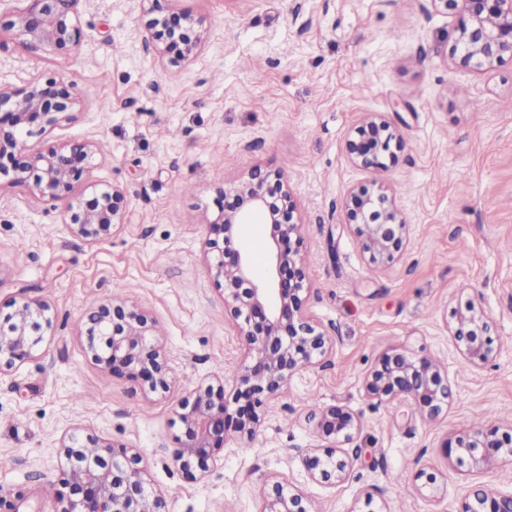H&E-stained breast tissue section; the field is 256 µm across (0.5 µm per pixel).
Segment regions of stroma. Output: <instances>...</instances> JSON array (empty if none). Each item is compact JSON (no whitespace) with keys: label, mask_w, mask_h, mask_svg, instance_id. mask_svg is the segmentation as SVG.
Here are the masks:
<instances>
[{"label":"stroma","mask_w":512,"mask_h":512,"mask_svg":"<svg viewBox=\"0 0 512 512\" xmlns=\"http://www.w3.org/2000/svg\"><path fill=\"white\" fill-rule=\"evenodd\" d=\"M423 2L173 0L203 18L205 35L172 69L145 41L137 0H79L85 39L64 56L0 32V86L44 75L80 93L71 120L30 138L29 151L108 143L73 195L92 182L125 194L122 224L89 241L70 232L65 202L0 184V311L40 299L55 317L33 357L0 373V497L23 489L20 512H57L68 492L61 444L76 431L137 449L168 512H261L272 477L319 512H449L474 489L512 491V462L461 475L443 448L476 423L512 426V63L454 66L456 18ZM369 112L401 138L382 171L346 154ZM256 167L288 173L308 310L333 350L260 408L254 440L229 434L191 479L171 461L175 412L215 377L233 395L247 361L210 271L207 224L221 190ZM375 183L408 226L403 256L385 268L368 264L346 225L351 190ZM113 298L156 319L168 391L102 372L88 356L82 317ZM474 300L500 343L480 368L449 332L453 311ZM392 347L426 353L447 372L453 398L438 419L365 397V373ZM338 402L363 427L344 448L355 459L349 477L332 488L307 476L302 457L317 443L311 415Z\"/></svg>","instance_id":"1"}]
</instances>
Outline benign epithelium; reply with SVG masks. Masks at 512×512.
Instances as JSON below:
<instances>
[{
  "label": "benign epithelium",
  "mask_w": 512,
  "mask_h": 512,
  "mask_svg": "<svg viewBox=\"0 0 512 512\" xmlns=\"http://www.w3.org/2000/svg\"><path fill=\"white\" fill-rule=\"evenodd\" d=\"M24 6L0 11V30L16 32L31 50H70L84 39L76 6L79 0H21ZM149 3L144 28L171 67L193 57L202 41V20L186 11ZM447 14L461 11L450 57L463 69L492 68L512 58V0H427ZM75 84L37 76L25 87L0 88V176L28 183L49 200L70 197L73 182L89 174L88 160L97 152L91 141L67 149L26 155V139L71 119L77 105ZM400 136L376 113L367 114L346 142L349 160L357 167L384 170L394 157ZM230 199L219 218L209 223V248L218 252L216 280L224 285V311L245 338L250 361L237 379L233 401L217 380L196 387L176 412L177 446L173 463L187 477L209 470V461L224 449L228 431L254 438L260 427L257 408L283 394L301 370L320 363L330 342L308 312V288L301 225L291 222L295 203L278 171L256 168L248 179L226 189ZM347 225L369 264L384 267L405 246L408 224L394 198L379 185L351 193ZM124 193L117 187H93L89 198L68 203L66 223L79 237L97 240L123 223ZM266 226L265 266L256 270L251 254L235 246L242 226ZM54 328L50 307L25 300L0 314V372L32 356ZM82 335L95 363L110 374L141 380L152 392H165L172 370L158 347L159 330L147 311L123 301L102 304L82 319ZM455 346L472 366L481 368L496 356L499 343L493 324L476 304L453 314ZM363 390L375 405L399 401L435 419L452 396L447 373L424 354L393 348L365 375ZM320 444L307 450L303 467L310 479L329 486L344 482L352 467L340 454L359 434L360 418L335 404L314 416ZM446 452L463 472L486 470L498 461H512V432L496 426L468 428L447 441ZM67 464L68 493L58 512H167L165 499L148 483L141 456L131 448L103 443L89 433L74 432L62 442ZM262 512H317L312 501L289 482L272 478L263 490ZM451 512H512V494L479 488L458 500Z\"/></svg>",
  "instance_id": "7a95c632"
}]
</instances>
